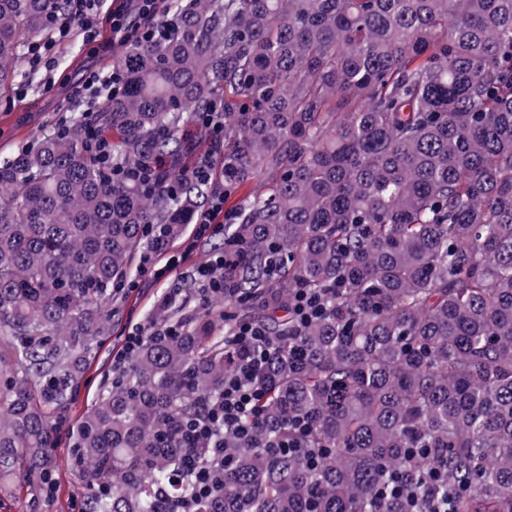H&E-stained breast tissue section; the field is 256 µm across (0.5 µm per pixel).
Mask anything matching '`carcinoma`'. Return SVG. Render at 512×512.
<instances>
[{
	"instance_id": "carcinoma-1",
	"label": "carcinoma",
	"mask_w": 512,
	"mask_h": 512,
	"mask_svg": "<svg viewBox=\"0 0 512 512\" xmlns=\"http://www.w3.org/2000/svg\"><path fill=\"white\" fill-rule=\"evenodd\" d=\"M177 33L131 42L125 90L0 160V502L44 512L57 441L134 255L164 250L210 195L263 190L224 216V285L275 351L247 441L208 497L183 434L240 351L224 301L156 306L145 337L79 420L84 512H406L376 491L428 464L449 512H512V0H170ZM67 0H0V87L23 40ZM224 116L214 156L179 137ZM164 160L147 191L131 174ZM178 181L173 193L167 185ZM163 226L150 237L146 226ZM324 299L304 326L294 292ZM297 441L303 451L273 448ZM430 456L411 470L407 449ZM164 496L155 495L158 487ZM85 136L90 149L103 161H107L112 155V140L94 125L87 126Z\"/></svg>"
}]
</instances>
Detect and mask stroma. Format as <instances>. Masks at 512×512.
Returning a JSON list of instances; mask_svg holds the SVG:
<instances>
[{
    "label": "stroma",
    "instance_id": "35a3bbf8",
    "mask_svg": "<svg viewBox=\"0 0 512 512\" xmlns=\"http://www.w3.org/2000/svg\"><path fill=\"white\" fill-rule=\"evenodd\" d=\"M98 29L95 45H87L78 28L57 44L52 87H45L43 72L30 71L26 63H19L16 84L0 89L1 160L54 132L58 120L68 116L70 111L81 110L85 115H92L93 106L73 100L70 92L86 70L111 71L113 61L123 51L122 45L112 42V6L108 2L99 11ZM131 278L138 286L121 290L115 297L112 329L92 355L80 390L67 413V424L60 431L56 450L59 472L52 512H80L84 491L71 463L72 427L96 402L104 378L115 374L112 355L121 347L128 329L136 324L149 326L157 299L168 286L167 281L156 282L137 272L132 273Z\"/></svg>",
    "mask_w": 512,
    "mask_h": 512
}]
</instances>
